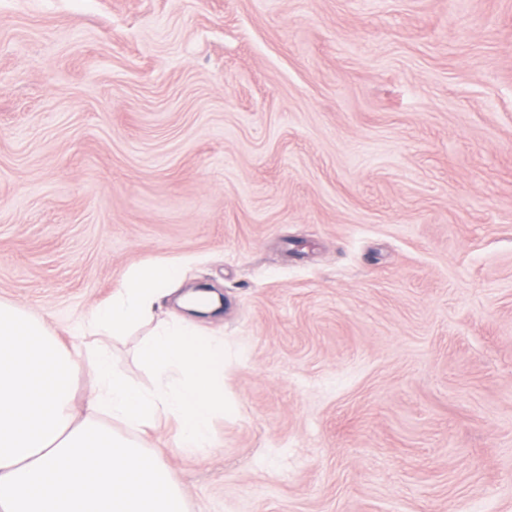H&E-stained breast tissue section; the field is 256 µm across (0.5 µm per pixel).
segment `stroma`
Instances as JSON below:
<instances>
[{"mask_svg": "<svg viewBox=\"0 0 512 512\" xmlns=\"http://www.w3.org/2000/svg\"><path fill=\"white\" fill-rule=\"evenodd\" d=\"M149 264L224 298L186 512H512V0H0V301Z\"/></svg>", "mask_w": 512, "mask_h": 512, "instance_id": "obj_1", "label": "stroma"}]
</instances>
